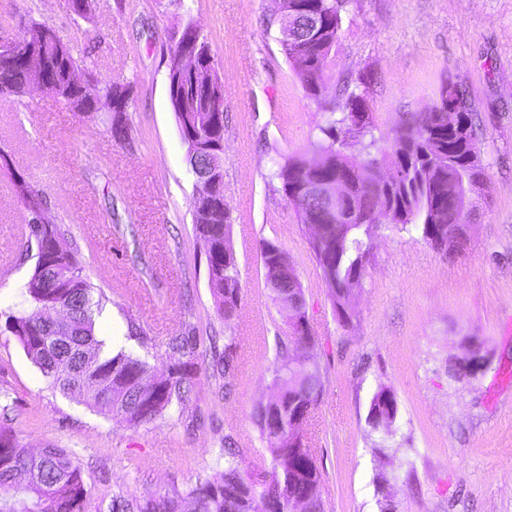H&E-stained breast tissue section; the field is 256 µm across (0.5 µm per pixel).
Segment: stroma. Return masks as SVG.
Segmentation results:
<instances>
[{"label":"stroma","instance_id":"35a3bbf8","mask_svg":"<svg viewBox=\"0 0 512 512\" xmlns=\"http://www.w3.org/2000/svg\"><path fill=\"white\" fill-rule=\"evenodd\" d=\"M194 19L208 37L224 89V207L240 272L241 310L220 318L207 259L194 240L200 184L186 163L167 82L169 34ZM276 0H0V33L34 20L55 30L100 83L133 81L131 141L109 132L110 105L64 108L50 94L0 98V389L24 444L72 449L92 504L187 487L220 462L225 434L260 447L251 414L269 395L287 332L265 283L261 246L279 245L304 288L323 393L305 426L317 446L325 512H512V0H350L325 72V101L363 94L378 133L425 111L456 83L475 112L484 171L468 240L452 254L420 233L380 224L364 261L357 317L342 326L274 161L318 157L329 117L306 96L277 40ZM39 190L46 211L77 240L79 260L107 301L97 330L111 350L167 374L168 343L185 325L198 336L188 397L136 428L55 391L3 331L20 310L32 258L11 227L25 224L12 175ZM148 347L127 336L128 319ZM238 338L232 384L207 369L212 338ZM473 362L457 381L449 369ZM390 390L391 425L371 426L372 397Z\"/></svg>","mask_w":512,"mask_h":512}]
</instances>
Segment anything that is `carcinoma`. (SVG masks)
<instances>
[{
    "label": "carcinoma",
    "instance_id": "cac0c4a2",
    "mask_svg": "<svg viewBox=\"0 0 512 512\" xmlns=\"http://www.w3.org/2000/svg\"><path fill=\"white\" fill-rule=\"evenodd\" d=\"M303 0H282L296 29L306 26ZM332 0H315L326 15L327 27L314 41H290L282 51L306 95L315 100L325 90L324 70L336 47L342 13L328 15ZM40 57L42 73L51 94L71 111L92 106L95 96L123 94L129 107L133 84L100 83L85 61L75 59L70 48L53 36L45 45L29 39L18 51L0 52V83L9 82L8 94L23 98L27 56ZM178 101L172 103L180 137L187 146L186 161L195 172L213 166L224 174V97H202L193 76L176 67L168 69ZM472 104L457 87L446 82L439 100L424 112L406 118L393 136L377 138L373 121L365 113L364 96L349 93L343 105L330 108L339 114L319 127L320 157L313 168L301 156L276 163L273 177L294 208L299 223L319 224L322 235L309 240L329 291L331 306L344 325L357 317L356 297L361 291L364 259L372 243L371 231L383 215L396 228L418 231L436 251L459 249L466 241L471 195L483 171L475 170L472 139ZM109 131L118 141L131 139L128 119L112 118ZM362 146L368 159L359 164L347 148ZM338 174L349 176L346 218L336 220L328 199L309 194L308 187ZM15 195L27 212V251L35 259L20 295L34 309L7 316L5 329L21 345L26 357L63 395L77 393L94 412L125 423L130 428L152 421L183 399L196 375L195 337L175 336L169 343L181 355L158 385L148 381L146 362L124 352L103 353L104 341L95 334V312L105 293L94 291L83 274L79 246L58 224L37 223L44 201L29 182L12 178ZM231 217L224 199L205 204L193 199V234L207 256V278L218 316L229 320L238 313L241 286L238 264L230 246ZM278 245L261 248L267 288L290 321L307 317L302 283L293 267L278 261ZM315 343L311 330L288 335L280 344L272 368L271 396L252 411L269 465L249 466L251 448L236 445L224 435V469L216 470L188 487L171 486L164 494L147 493L127 499L112 496L109 512H183L190 501L193 512H258L256 502L271 501L277 512H292L300 500L306 512H324L322 474L310 441L302 448H286L292 430L291 406L316 404L323 391L319 369L301 360V350ZM237 337H224V351L213 357V376L234 377L233 351ZM397 401L385 389L372 399L368 421L392 422ZM33 450L21 443L15 431L0 426V512H87L90 491L73 452L47 444L35 460Z\"/></svg>",
    "mask_w": 512,
    "mask_h": 512
}]
</instances>
